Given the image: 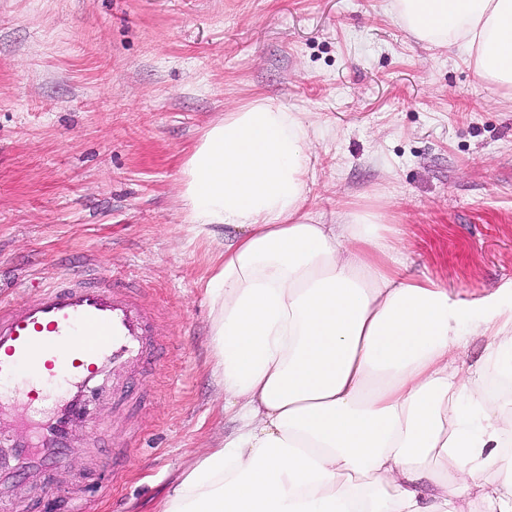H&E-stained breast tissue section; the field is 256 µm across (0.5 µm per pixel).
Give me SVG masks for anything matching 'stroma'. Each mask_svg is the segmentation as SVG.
<instances>
[{
	"label": "stroma",
	"instance_id": "stroma-1",
	"mask_svg": "<svg viewBox=\"0 0 512 512\" xmlns=\"http://www.w3.org/2000/svg\"><path fill=\"white\" fill-rule=\"evenodd\" d=\"M259 95L316 128L314 223L381 212L411 271L464 299L512 281V90L415 41L391 0H0V297L92 263L141 289L166 344L132 387L104 370L61 462L0 478V512H153L223 435L181 170Z\"/></svg>",
	"mask_w": 512,
	"mask_h": 512
}]
</instances>
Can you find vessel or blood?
Wrapping results in <instances>:
<instances>
[{"instance_id": "vessel-or-blood-1", "label": "vessel or blood", "mask_w": 512, "mask_h": 512, "mask_svg": "<svg viewBox=\"0 0 512 512\" xmlns=\"http://www.w3.org/2000/svg\"><path fill=\"white\" fill-rule=\"evenodd\" d=\"M154 318L130 282L92 268L41 287L35 301L0 302V411L21 401L41 417L40 454L20 433L10 442L17 460L62 459L71 424L86 417V393L106 366L121 372L161 362ZM56 380L68 391L61 401L50 388Z\"/></svg>"}]
</instances>
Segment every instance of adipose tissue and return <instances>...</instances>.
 Wrapping results in <instances>:
<instances>
[{
  "mask_svg": "<svg viewBox=\"0 0 512 512\" xmlns=\"http://www.w3.org/2000/svg\"><path fill=\"white\" fill-rule=\"evenodd\" d=\"M418 41L512 89V0H392ZM302 113L260 97L208 128L181 198L214 244L213 373L234 427L155 512H512V409L485 404L465 337L512 361V308L409 274L382 214L308 223Z\"/></svg>",
  "mask_w": 512,
  "mask_h": 512,
  "instance_id": "ef3b65f1",
  "label": "adipose tissue"
}]
</instances>
